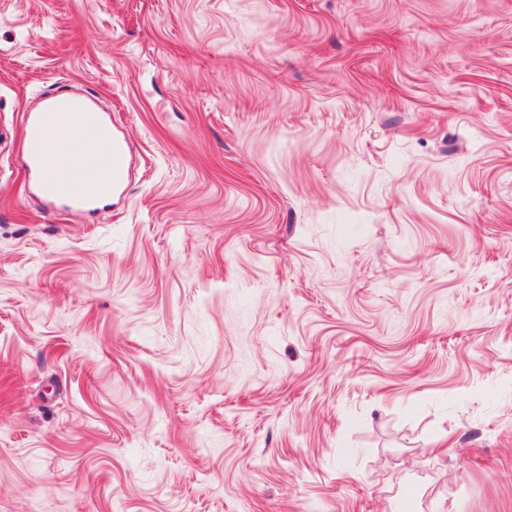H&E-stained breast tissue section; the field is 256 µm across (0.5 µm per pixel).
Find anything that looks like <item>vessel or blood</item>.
I'll use <instances>...</instances> for the list:
<instances>
[{
    "instance_id": "vessel-or-blood-1",
    "label": "vessel or blood",
    "mask_w": 512,
    "mask_h": 512,
    "mask_svg": "<svg viewBox=\"0 0 512 512\" xmlns=\"http://www.w3.org/2000/svg\"><path fill=\"white\" fill-rule=\"evenodd\" d=\"M95 140L98 144L97 149L80 153L78 156L81 178L66 185L50 186L41 182V174L51 163L50 153L27 154L25 168L29 174L36 177V190L41 195L60 202L65 208L85 210L93 205L91 185L108 180L113 187H120L126 180L125 141L114 135L111 126L106 123L97 127Z\"/></svg>"
}]
</instances>
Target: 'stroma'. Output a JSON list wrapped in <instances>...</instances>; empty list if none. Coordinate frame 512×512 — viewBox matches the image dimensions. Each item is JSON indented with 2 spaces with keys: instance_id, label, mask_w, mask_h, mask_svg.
<instances>
[{
  "instance_id": "1",
  "label": "stroma",
  "mask_w": 512,
  "mask_h": 512,
  "mask_svg": "<svg viewBox=\"0 0 512 512\" xmlns=\"http://www.w3.org/2000/svg\"><path fill=\"white\" fill-rule=\"evenodd\" d=\"M0 512H512V0H0ZM92 122V116L83 112L78 105L64 103L56 108H45L39 126L41 129L52 128L56 134L75 123L91 124ZM95 141L100 149L83 151L78 155L77 163L82 177L67 185L56 184L49 189L47 181L40 183L39 176L51 163L50 175L59 182L75 178L78 169L69 143L53 137L49 143L30 135V152H40L47 149L51 152L28 153L25 157V169L36 177L35 188L43 196L60 202L65 208L86 210L93 205L90 185L106 181L112 175V190L120 187L126 180V142L112 134L111 126L106 122L96 128Z\"/></svg>"
}]
</instances>
